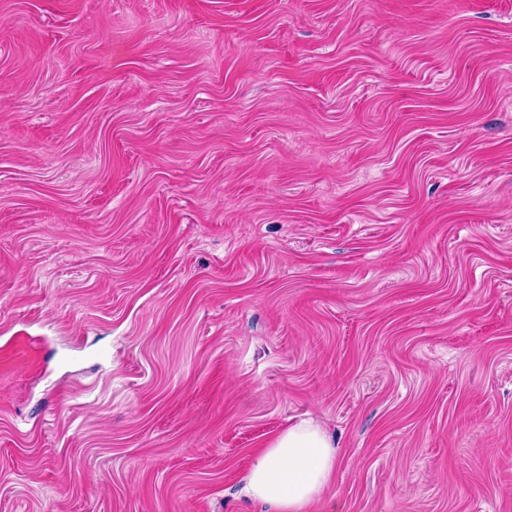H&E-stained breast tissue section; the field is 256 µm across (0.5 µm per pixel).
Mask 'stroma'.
Listing matches in <instances>:
<instances>
[{
  "label": "stroma",
  "instance_id": "1",
  "mask_svg": "<svg viewBox=\"0 0 512 512\" xmlns=\"http://www.w3.org/2000/svg\"><path fill=\"white\" fill-rule=\"evenodd\" d=\"M512 512V0H0V512ZM336 448L311 420L281 433L246 474L241 493L267 512H307L336 471Z\"/></svg>",
  "mask_w": 512,
  "mask_h": 512
}]
</instances>
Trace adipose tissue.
Here are the masks:
<instances>
[{
	"mask_svg": "<svg viewBox=\"0 0 512 512\" xmlns=\"http://www.w3.org/2000/svg\"><path fill=\"white\" fill-rule=\"evenodd\" d=\"M336 464L331 440L313 421L304 420L261 450L241 492L268 512H308L330 483Z\"/></svg>",
	"mask_w": 512,
	"mask_h": 512,
	"instance_id": "ef3b65f1",
	"label": "adipose tissue"
}]
</instances>
